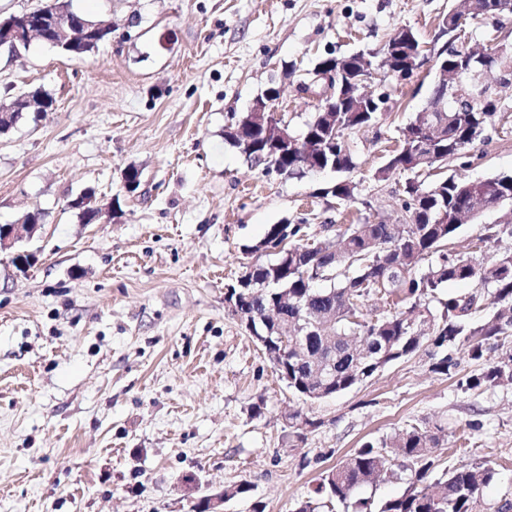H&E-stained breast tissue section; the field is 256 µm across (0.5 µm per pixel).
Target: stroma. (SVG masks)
Listing matches in <instances>:
<instances>
[{
	"label": "stroma",
	"instance_id": "stroma-1",
	"mask_svg": "<svg viewBox=\"0 0 512 512\" xmlns=\"http://www.w3.org/2000/svg\"><path fill=\"white\" fill-rule=\"evenodd\" d=\"M109 20L112 38L73 58L35 39L0 52V101L35 88L52 110L23 113L0 134V224L39 211L35 262L0 254V512H193L201 495L250 483L224 512H296L321 471L367 440L409 424L440 427L439 469L486 464L497 476L478 512L512 501V383L470 390L484 365L460 358L451 377L420 351L344 394L299 400L275 375L224 293L243 245L271 225L404 220L403 179L374 173L425 106L430 74L373 82L391 108L349 138L355 198L323 195L332 171L264 173L225 139L268 87L301 129L316 111L300 92L325 57L379 52L399 27L438 48L448 0H72ZM141 172L123 195L125 168ZM449 174L512 175V90ZM119 198L112 219L82 223L69 199ZM512 216L502 206L462 225L449 254L484 265L512 252L478 238ZM262 404V415L251 413ZM317 426L286 439L284 413ZM480 423L469 432L468 422Z\"/></svg>",
	"mask_w": 512,
	"mask_h": 512
}]
</instances>
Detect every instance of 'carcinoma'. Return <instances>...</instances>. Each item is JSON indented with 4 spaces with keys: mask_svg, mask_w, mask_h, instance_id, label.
I'll list each match as a JSON object with an SVG mask.
<instances>
[{
    "mask_svg": "<svg viewBox=\"0 0 512 512\" xmlns=\"http://www.w3.org/2000/svg\"><path fill=\"white\" fill-rule=\"evenodd\" d=\"M496 90L470 76L448 99V112H432L429 118L440 129L436 139L427 140L436 162L451 164L471 141L480 124L487 125L492 115L488 101ZM39 100L45 108L53 104L41 89L13 100L14 112L29 111L28 98ZM336 129H324L323 113L314 112L299 134H311L325 141L324 159L336 160V170L355 168L353 152L347 140L350 134L378 123L373 112H354L353 103L343 97L336 105ZM415 147L402 135L398 148L387 155L377 173L385 181L403 175L414 162ZM355 186L344 180L325 191L337 203L354 199ZM497 200L512 198V177L469 181L452 175L433 190H424L411 182L404 185V223L383 221L356 224L345 230L337 242L330 238L310 239L307 224H273L265 236L242 253L253 259L250 269L251 299L248 311L259 316L254 330L294 331L295 324L307 318L318 324L304 342V349L288 352L289 389L308 401L321 388L335 397L377 374L375 364L384 365L415 354L421 341L414 338L412 320L425 322L423 339L435 351L430 353L431 371L450 375L458 366V356L484 361L492 350L491 342L512 335V317L500 313L474 319L482 308V291L490 288L494 301L512 306V254H505L492 267H484L473 258L448 256V240L460 228L456 211L462 194ZM448 213V223L437 221L440 212ZM272 244L280 250L263 261L256 258L261 246ZM436 257L421 267L423 261ZM469 261L477 269L473 278L478 290L467 295H448L440 302L438 315L427 318L425 301L452 281H464L458 262ZM332 277L333 287H313V272ZM385 281L386 308L370 313L363 310L364 300L377 291L379 279ZM331 359V370L318 373L316 356ZM507 374L500 359L466 380V387L479 389L503 383ZM436 432L409 425L380 442L366 441L340 464L320 472L316 484L298 512H320L323 508L343 507V512H476L484 488L495 479L494 468L485 465H461L435 476L431 449L436 447ZM403 459L411 464L408 486L402 495L376 506L369 498L356 497L357 491L384 475L392 462Z\"/></svg>",
    "mask_w": 512,
    "mask_h": 512,
    "instance_id": "carcinoma-1",
    "label": "carcinoma"
}]
</instances>
